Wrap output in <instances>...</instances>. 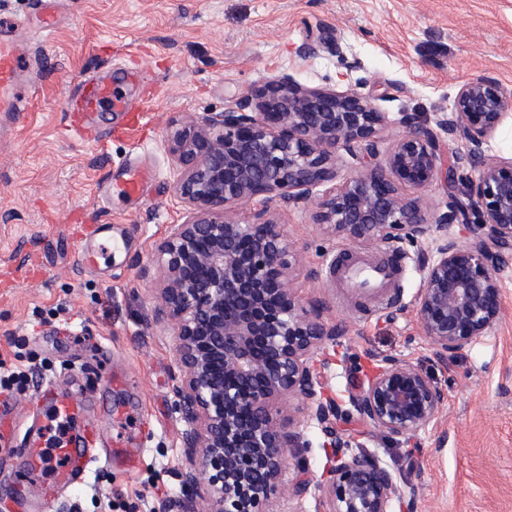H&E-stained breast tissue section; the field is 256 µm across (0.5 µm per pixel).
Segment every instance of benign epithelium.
<instances>
[{
    "instance_id": "benign-epithelium-1",
    "label": "benign epithelium",
    "mask_w": 512,
    "mask_h": 512,
    "mask_svg": "<svg viewBox=\"0 0 512 512\" xmlns=\"http://www.w3.org/2000/svg\"><path fill=\"white\" fill-rule=\"evenodd\" d=\"M344 56L336 30L302 45L300 56ZM512 94L485 77L459 86L450 112L423 122L390 118L354 90L312 89L290 74L265 81L222 112L172 134L175 191L184 220L155 244L153 320L172 327L179 374L175 410L185 424L180 512H277L316 485L325 512L413 510L418 488L335 427L357 418L395 441L433 424L444 391L413 363L385 359L350 397L324 399L315 353L343 335L325 301L303 303L294 286L297 245L280 211L311 212L333 238L375 247L427 245L419 255V327L442 361L462 357L500 322V272L512 249V158L486 153ZM401 134L380 150L388 128ZM465 150L446 161L445 140ZM356 166L343 174L339 151ZM460 185L442 212L424 192L436 181ZM416 195L409 197L405 191ZM251 207L253 216L240 218ZM477 215L474 245L451 232ZM294 400L299 421L283 411ZM319 428L333 462L314 483L299 459Z\"/></svg>"
}]
</instances>
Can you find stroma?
Masks as SVG:
<instances>
[{
  "instance_id": "obj_1",
  "label": "stroma",
  "mask_w": 512,
  "mask_h": 512,
  "mask_svg": "<svg viewBox=\"0 0 512 512\" xmlns=\"http://www.w3.org/2000/svg\"><path fill=\"white\" fill-rule=\"evenodd\" d=\"M52 11L54 32L20 50L40 74L32 108L17 121L0 116V364L29 373L13 393L19 408L52 382L96 398L88 421L98 439L133 431L141 442L134 463L94 464L46 512H177L186 458L175 342L153 321L155 282L142 273L184 212L173 120L201 121L283 73L311 88L359 89L393 116L449 111L459 85L484 77L512 92V0H53ZM328 26L344 57L302 58L300 46ZM91 76L112 79L130 106L99 112L96 147L68 132L75 115L65 109ZM141 164L155 177L133 198L123 183ZM281 221L300 249L298 295L325 299L348 325L316 357L329 365L326 397L347 401L386 358L418 365L446 393L438 420L409 439L373 438L354 419L344 432L392 468L411 467L414 512H512V259L500 274L501 322L448 367L417 325L416 247L331 238L297 207ZM88 224L111 225V267L78 263ZM346 253L394 262L386 305L330 275L332 257ZM27 427L0 410V512H25Z\"/></svg>"
}]
</instances>
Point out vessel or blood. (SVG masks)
I'll return each instance as SVG.
<instances>
[{"mask_svg":"<svg viewBox=\"0 0 512 512\" xmlns=\"http://www.w3.org/2000/svg\"><path fill=\"white\" fill-rule=\"evenodd\" d=\"M27 18L18 17L11 21L9 33H0V112L16 114L28 111L38 91V79L19 61V40L15 33L28 29ZM82 111L77 134L87 140H95V109L106 106L113 111L128 107L122 93L111 83L91 78L85 83L83 94L78 100ZM95 244L85 246L79 253L81 265L93 268L99 259L107 257L105 230L96 227ZM333 274L349 286L368 290L376 300L387 297V287L395 271L392 263L385 258L366 260L358 256L337 260ZM43 415L35 419L27 429V468L38 481L33 490V507L40 512L43 505L57 498L61 489L82 484L98 457H111V449H99L93 433L86 424L88 403L68 390L57 389L47 384L43 389ZM68 420L70 427L53 456H45L46 425L58 419Z\"/></svg>","mask_w":512,"mask_h":512,"instance_id":"b4317fda","label":"vessel or blood"}]
</instances>
